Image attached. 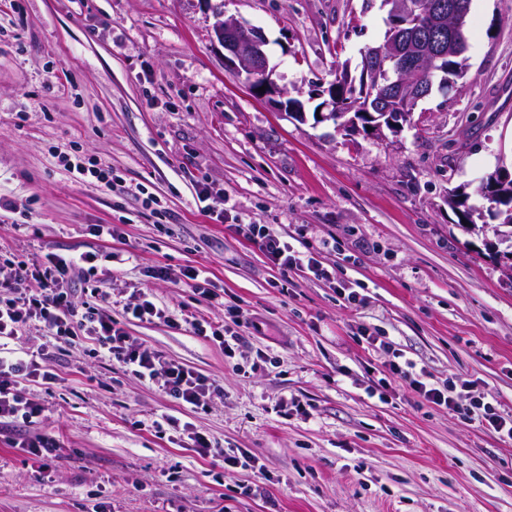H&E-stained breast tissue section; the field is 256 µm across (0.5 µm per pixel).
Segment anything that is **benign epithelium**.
<instances>
[{"mask_svg":"<svg viewBox=\"0 0 512 512\" xmlns=\"http://www.w3.org/2000/svg\"><path fill=\"white\" fill-rule=\"evenodd\" d=\"M391 14L408 20L411 29L401 32L397 39L400 53L404 55L405 66L400 77L392 83L395 88L396 100L401 102L402 111L393 113L388 118L389 125L397 126L407 121L417 102L424 98L421 81L423 76L437 70L440 55L426 44L422 33L436 29L450 32L464 26L468 15L466 11L445 12L438 8H430L420 0H387ZM214 34L225 51L226 64L246 74L252 94L265 99L275 95L285 96L287 91L278 87L273 80V69L265 51L266 38L262 31L234 18L224 19L214 27ZM265 87L260 92L258 88ZM363 108L362 101L348 95L336 98V86H331L328 100L320 105L321 112L317 121H330L337 130L348 135L359 131L357 120L350 116L353 111Z\"/></svg>","mask_w":512,"mask_h":512,"instance_id":"7a95c632","label":"benign epithelium"}]
</instances>
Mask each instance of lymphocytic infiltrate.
<instances>
[{"instance_id": "obj_1", "label": "lymphocytic infiltrate", "mask_w": 512, "mask_h": 512, "mask_svg": "<svg viewBox=\"0 0 512 512\" xmlns=\"http://www.w3.org/2000/svg\"><path fill=\"white\" fill-rule=\"evenodd\" d=\"M231 230L256 245L281 270H306L325 281L336 276L335 270L325 267L312 252L299 251L271 225L235 224ZM97 261V254L92 252L71 257L52 253L12 260L7 270H0V421L29 423L40 418L43 407L25 392V383H59L60 375L51 368L55 354L81 340L94 343L101 357L132 368L139 380L156 386L181 406L196 408L223 397L224 389L214 379L168 359L161 351L144 348L112 316L113 308L119 306L142 322L160 320L174 330L189 328L199 336L209 334L221 341L225 356H232L241 336L225 328L219 316L225 307L224 296L213 288L206 271L190 266L182 273L185 285L205 301V312L176 317L145 292L129 302L114 300L108 284L109 279L118 276L114 269L92 287L90 300L74 302L75 274L96 275ZM33 325L45 341L32 353L17 346L16 341ZM368 342L377 345L387 358L389 370L408 380L422 402L462 412L468 419L512 439V411L501 409L498 401L473 397L467 406H460L448 383L433 380L426 368L418 367L392 343L373 336Z\"/></svg>"}]
</instances>
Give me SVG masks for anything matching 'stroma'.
Returning <instances> with one entry per match:
<instances>
[{
  "label": "stroma",
  "mask_w": 512,
  "mask_h": 512,
  "mask_svg": "<svg viewBox=\"0 0 512 512\" xmlns=\"http://www.w3.org/2000/svg\"><path fill=\"white\" fill-rule=\"evenodd\" d=\"M263 30L274 78L305 117L256 99L213 39V5ZM383 0H0V255L128 254L114 283L174 315L202 310L176 284L206 267L224 291L222 344L114 309L129 336L224 388L186 410L79 343L63 381L29 385L64 449L39 470L0 424V512H512V439L420 403L383 367V336L435 379L512 408V279L493 232L459 226L448 193L512 170V0H472L462 87L419 101L379 139L316 122L313 91L382 41ZM110 165L77 182L57 154ZM207 179L240 223L304 242L335 281L274 267L203 212ZM93 224L120 225L104 242ZM167 266L171 278L147 272ZM346 288L360 301L345 304ZM162 414L218 448L155 432ZM242 450L253 467L230 469Z\"/></svg>",
  "instance_id": "stroma-1"
}]
</instances>
